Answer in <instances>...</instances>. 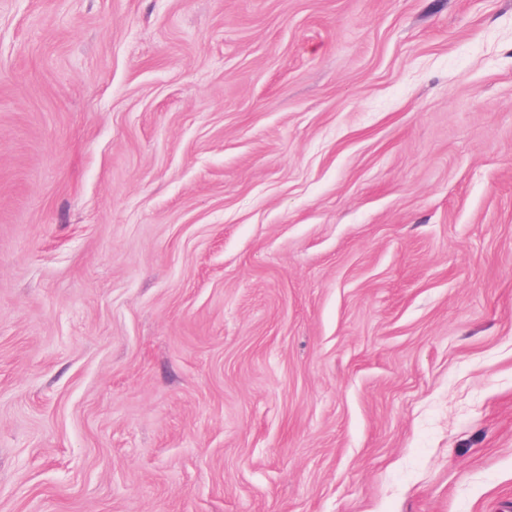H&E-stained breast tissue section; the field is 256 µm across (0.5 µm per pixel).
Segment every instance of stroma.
<instances>
[{"label":"stroma","instance_id":"stroma-1","mask_svg":"<svg viewBox=\"0 0 512 512\" xmlns=\"http://www.w3.org/2000/svg\"><path fill=\"white\" fill-rule=\"evenodd\" d=\"M0 512H512V0H0Z\"/></svg>","mask_w":512,"mask_h":512}]
</instances>
